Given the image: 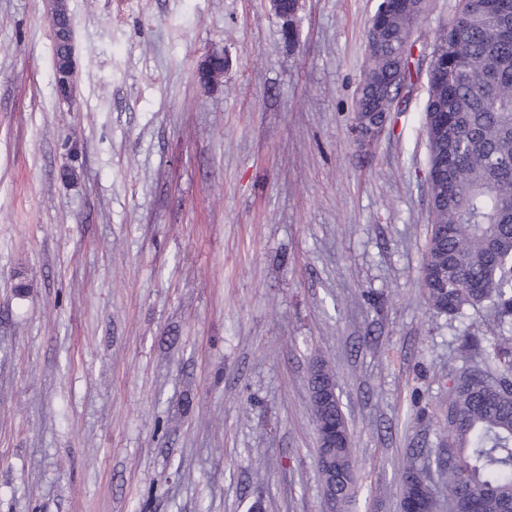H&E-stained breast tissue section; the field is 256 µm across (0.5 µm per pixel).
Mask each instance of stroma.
<instances>
[{
	"instance_id": "obj_1",
	"label": "stroma",
	"mask_w": 512,
	"mask_h": 512,
	"mask_svg": "<svg viewBox=\"0 0 512 512\" xmlns=\"http://www.w3.org/2000/svg\"><path fill=\"white\" fill-rule=\"evenodd\" d=\"M380 0H0V512H329L308 373L336 377L346 512L440 498L463 324L419 288L425 81L352 131ZM223 50V78L195 72ZM356 121L357 117L354 114V131L356 129ZM383 128L384 125L381 122L371 119L368 114H364L359 116L358 126L355 133L361 146L366 149L373 144ZM336 458L346 467L343 479L336 482V495L340 498L343 507L351 499L357 483L352 448H336ZM406 482L401 507L404 503L417 500L423 512H437L439 504L430 483L425 476L424 468L417 467L413 462L407 467Z\"/></svg>"
}]
</instances>
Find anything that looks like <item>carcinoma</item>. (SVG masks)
I'll list each match as a JSON object with an SVG mask.
<instances>
[{
  "label": "carcinoma",
  "instance_id": "1",
  "mask_svg": "<svg viewBox=\"0 0 512 512\" xmlns=\"http://www.w3.org/2000/svg\"><path fill=\"white\" fill-rule=\"evenodd\" d=\"M428 0H381L367 31L370 59L360 84L359 112L400 111L421 76L425 57H413L414 30ZM71 21L53 32L55 55L64 54ZM430 64L443 80L426 77L424 121L432 230L420 281L429 309L457 315L486 307L490 335L512 332V0H456L436 32ZM451 374L445 417L446 447L437 467L448 477V512H512V339L478 347ZM335 379L326 364L308 378L315 390ZM317 433H348L339 404L310 397ZM346 467L336 495L347 503L356 488L352 449H336ZM438 512L425 471L410 464L401 503Z\"/></svg>",
  "mask_w": 512,
  "mask_h": 512
}]
</instances>
